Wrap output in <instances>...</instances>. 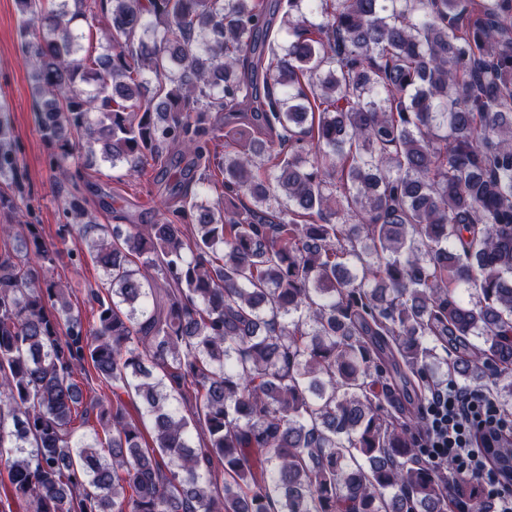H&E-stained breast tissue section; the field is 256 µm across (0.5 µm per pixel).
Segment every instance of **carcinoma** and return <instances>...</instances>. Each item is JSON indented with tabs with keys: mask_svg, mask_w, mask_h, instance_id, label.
Returning <instances> with one entry per match:
<instances>
[{
	"mask_svg": "<svg viewBox=\"0 0 512 512\" xmlns=\"http://www.w3.org/2000/svg\"><path fill=\"white\" fill-rule=\"evenodd\" d=\"M16 0L51 166L166 168L175 217L87 242L93 321L3 224L0 475L24 512H442L428 392L512 406V0ZM287 4L288 40L273 32ZM263 72V92L257 73ZM155 83L144 101L141 89ZM254 136L224 142L212 112ZM224 200L190 199L213 161ZM0 179L21 188L0 118ZM453 341L457 358L444 357ZM467 512H484L468 485ZM95 1V2H94ZM91 5V10L86 12V17L77 22V27L84 33H88L89 28L93 32V41L85 40L84 44L86 49L89 48L93 54L102 52V44L105 45L102 30L107 24L106 13L101 10V5L98 0H88Z\"/></svg>",
	"mask_w": 512,
	"mask_h": 512,
	"instance_id": "cac0c4a2",
	"label": "carcinoma"
}]
</instances>
